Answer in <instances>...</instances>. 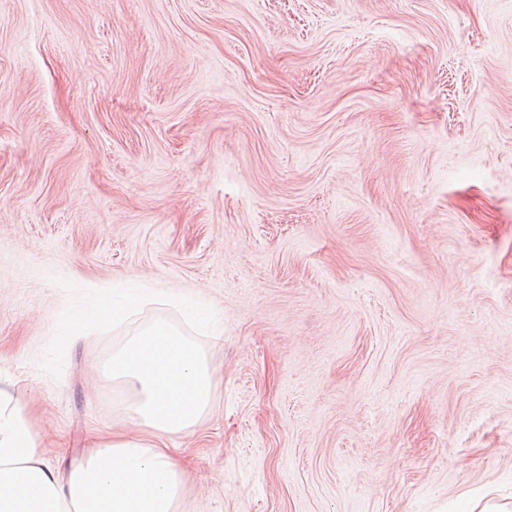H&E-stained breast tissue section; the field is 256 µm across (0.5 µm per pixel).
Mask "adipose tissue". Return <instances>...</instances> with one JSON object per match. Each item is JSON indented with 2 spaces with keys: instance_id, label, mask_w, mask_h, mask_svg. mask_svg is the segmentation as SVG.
Returning <instances> with one entry per match:
<instances>
[{
  "instance_id": "adipose-tissue-1",
  "label": "adipose tissue",
  "mask_w": 512,
  "mask_h": 512,
  "mask_svg": "<svg viewBox=\"0 0 512 512\" xmlns=\"http://www.w3.org/2000/svg\"><path fill=\"white\" fill-rule=\"evenodd\" d=\"M146 299L100 296L72 327L130 317ZM130 394L136 431L94 430L79 457L41 458L29 415L0 371V512H177L183 465L166 441L192 432L211 408L213 380L200 352L163 321L136 332L108 363Z\"/></svg>"
}]
</instances>
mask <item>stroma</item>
<instances>
[{
    "mask_svg": "<svg viewBox=\"0 0 512 512\" xmlns=\"http://www.w3.org/2000/svg\"><path fill=\"white\" fill-rule=\"evenodd\" d=\"M105 288L162 296L60 350ZM157 320L214 378L180 512L512 503V0H0V369L45 459L133 429L102 366Z\"/></svg>",
    "mask_w": 512,
    "mask_h": 512,
    "instance_id": "1",
    "label": "stroma"
}]
</instances>
